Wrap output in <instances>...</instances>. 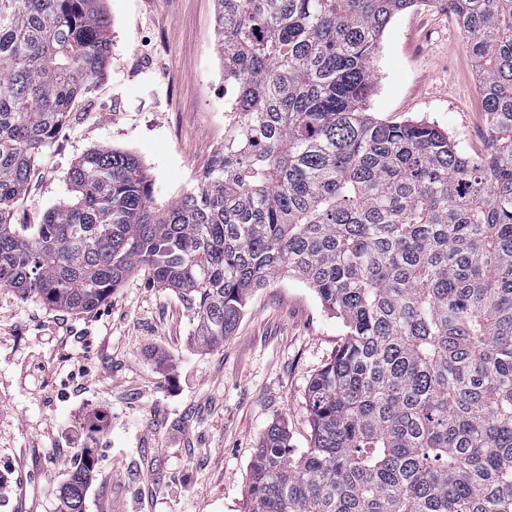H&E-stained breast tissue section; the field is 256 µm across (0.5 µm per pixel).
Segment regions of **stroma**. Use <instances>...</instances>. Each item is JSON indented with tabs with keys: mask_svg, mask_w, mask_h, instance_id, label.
Segmentation results:
<instances>
[{
	"mask_svg": "<svg viewBox=\"0 0 512 512\" xmlns=\"http://www.w3.org/2000/svg\"><path fill=\"white\" fill-rule=\"evenodd\" d=\"M112 54L46 146L15 212L36 224L86 152L136 155L160 203L194 186L224 127L214 0H107ZM371 110L429 122L467 154L487 131L479 81L448 0L396 14L373 61ZM294 278L257 289L232 336L198 352L179 300L129 277L72 312L0 289V512H60L67 468L94 453L85 512H247L267 428L308 447L307 386L343 339ZM85 366L71 379L69 370Z\"/></svg>",
	"mask_w": 512,
	"mask_h": 512,
	"instance_id": "35a3bbf8",
	"label": "stroma"
}]
</instances>
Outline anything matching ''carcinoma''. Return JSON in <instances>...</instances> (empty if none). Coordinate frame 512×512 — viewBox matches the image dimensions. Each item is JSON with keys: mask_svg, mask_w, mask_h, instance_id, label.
Returning a JSON list of instances; mask_svg holds the SVG:
<instances>
[{"mask_svg": "<svg viewBox=\"0 0 512 512\" xmlns=\"http://www.w3.org/2000/svg\"><path fill=\"white\" fill-rule=\"evenodd\" d=\"M215 2L233 104L196 185L160 209L135 155L97 148L68 201L15 224L112 39L104 0H0V288L85 312L144 270L211 348L299 279L345 337L306 391L309 447L263 435L249 512H512V0H448L479 74L474 155L368 112L386 26L429 0ZM92 469L84 448L61 512Z\"/></svg>", "mask_w": 512, "mask_h": 512, "instance_id": "carcinoma-1", "label": "carcinoma"}]
</instances>
